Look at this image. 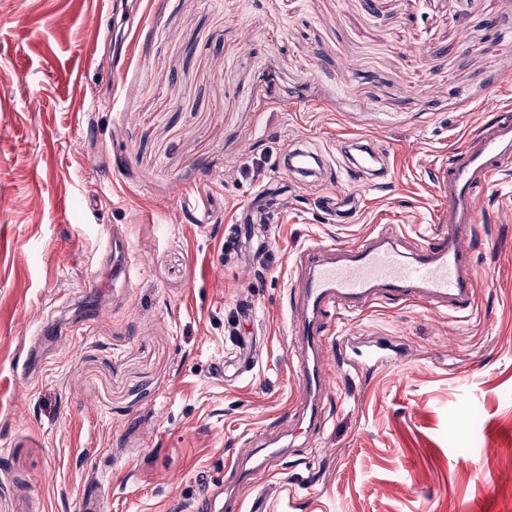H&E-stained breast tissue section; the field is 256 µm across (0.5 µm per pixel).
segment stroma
<instances>
[{"label":"stroma","instance_id":"obj_1","mask_svg":"<svg viewBox=\"0 0 512 512\" xmlns=\"http://www.w3.org/2000/svg\"><path fill=\"white\" fill-rule=\"evenodd\" d=\"M510 62L512 0H0V512H190L260 432L288 457L246 508L286 486L295 512H512V174L485 195L473 308L341 315L336 336L400 356L340 368L324 426L284 417L294 258L434 228L436 171L512 108ZM301 140L338 169L377 143L385 173L300 177ZM267 187L261 271L238 216ZM333 190L352 222L322 208ZM323 207L336 217V222L346 223L357 212L359 202L353 195L330 192L323 197Z\"/></svg>","mask_w":512,"mask_h":512}]
</instances>
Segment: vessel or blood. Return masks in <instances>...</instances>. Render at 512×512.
<instances>
[{"label":"vessel or blood","instance_id":"obj_1","mask_svg":"<svg viewBox=\"0 0 512 512\" xmlns=\"http://www.w3.org/2000/svg\"><path fill=\"white\" fill-rule=\"evenodd\" d=\"M380 152L368 147L349 165L350 180L364 177L378 163ZM331 162L322 152L297 147L289 153V169L306 173L327 169ZM512 168V114L483 125L471 133L468 146L449 160L438 175L448 199L442 226L419 241L412 254L401 252L384 226H376L357 242L315 245L300 252L294 262L304 271L300 320L290 326L292 337L303 344L299 360V388L293 416L311 423L319 418V402L332 397L334 372L320 363L319 353L329 340L330 316L340 312H364L390 300L406 306L417 305L440 313L465 310L475 298L472 246L475 226L482 217L484 193ZM324 208L337 222H348L359 202L350 194L328 193ZM285 456L276 442L252 449L249 455L230 459L225 470L236 484H254L257 476L273 474ZM193 512H223V487L207 481L192 506Z\"/></svg>","mask_w":512,"mask_h":512}]
</instances>
